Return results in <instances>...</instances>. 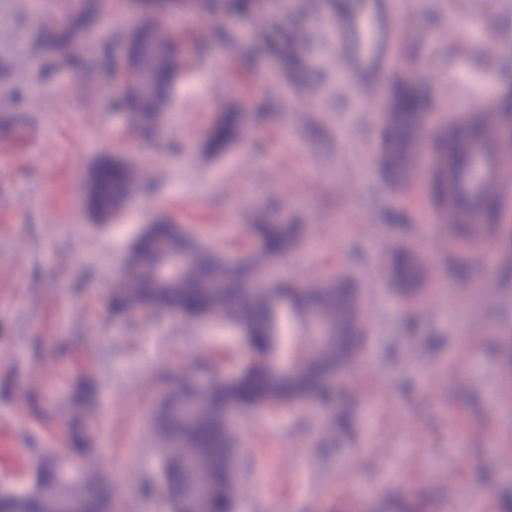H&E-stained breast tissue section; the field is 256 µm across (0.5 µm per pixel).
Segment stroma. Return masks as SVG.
I'll return each instance as SVG.
<instances>
[{
	"mask_svg": "<svg viewBox=\"0 0 512 512\" xmlns=\"http://www.w3.org/2000/svg\"><path fill=\"white\" fill-rule=\"evenodd\" d=\"M131 0H112L95 43L98 74L50 58L37 20L76 0H0V439L17 451L0 487L30 485L31 460L67 455L72 432L94 451L123 512H160L136 477L156 469L151 414L166 379L236 361L223 325L176 315L116 322L107 295L146 227L167 219L206 246L236 253L256 218L308 228L281 267L298 282L352 272L363 290L368 338L354 376L332 405L266 409L241 421L252 492L237 512H371L393 494L424 512H498L512 495V203L489 247L492 268L447 281L448 242L412 241L432 269L424 311L386 287L383 257L399 245L392 218L434 221L422 180L389 187L377 168L382 103L349 80L336 44L332 0H196L172 5L181 80L152 146L111 108V74L130 27ZM399 64L380 74L391 94L421 74L437 104L512 99V0H394ZM227 112H244V141L212 153L207 138ZM127 157L140 193L112 220L85 208L86 177L101 154ZM349 413V428L329 433Z\"/></svg>",
	"mask_w": 512,
	"mask_h": 512,
	"instance_id": "stroma-1",
	"label": "stroma"
}]
</instances>
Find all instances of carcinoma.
<instances>
[{
  "mask_svg": "<svg viewBox=\"0 0 512 512\" xmlns=\"http://www.w3.org/2000/svg\"><path fill=\"white\" fill-rule=\"evenodd\" d=\"M109 2L84 0L48 34L42 44L45 53L94 75L99 53L89 41L90 31L107 16ZM129 43L132 58L149 60L152 69L154 95L127 100L136 118L133 127L148 137L159 114L168 110L167 80L178 62L168 52V38L148 21L132 32ZM426 107L411 77L395 81L382 125L378 169L387 184L399 186L418 170L419 153L430 148L428 196L452 249L448 277L462 278L477 259L492 264L491 253L480 243L500 226L502 197L488 194L476 208L454 206L448 181L439 171L447 167L448 152L461 138L484 141L502 153L512 145V122L502 112L484 111L463 125L454 122L435 129L427 141L422 129ZM241 137L240 114L226 112L213 128L209 145L219 152L240 143ZM134 190L127 162L106 155L88 175L86 206L99 218L114 217ZM247 233L255 246L238 250L239 263L231 267L227 255L202 246L180 225L159 220L132 245L125 274L109 294L117 319L174 314L191 323H222L234 328L252 353L248 362L237 364L232 379L204 389L187 379L170 380L151 424L158 445L151 482L166 512H231L251 486L241 459L240 422L227 419L225 408L234 406L244 417L256 409L307 400L324 387L328 371L346 372L356 365L367 335L363 296L354 274L339 273L302 286L272 278L273 266L305 237L303 226L260 220L248 225ZM383 272L387 286L417 313L428 278L423 257L399 245L387 254ZM111 495V484L94 467L72 476L50 453L39 462L32 486L14 508L57 512L61 503L79 501L87 510Z\"/></svg>",
  "mask_w": 512,
  "mask_h": 512,
  "instance_id": "cac0c4a2",
  "label": "carcinoma"
}]
</instances>
